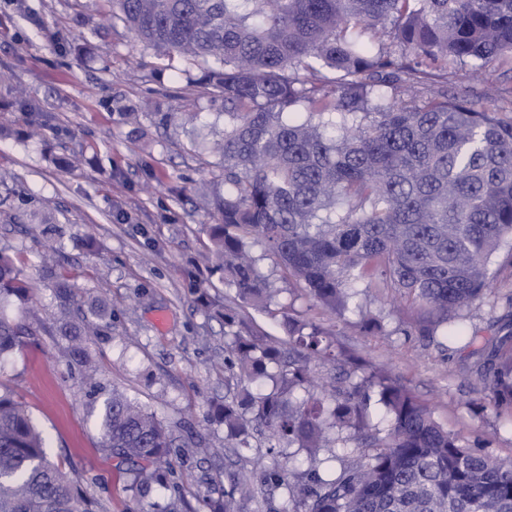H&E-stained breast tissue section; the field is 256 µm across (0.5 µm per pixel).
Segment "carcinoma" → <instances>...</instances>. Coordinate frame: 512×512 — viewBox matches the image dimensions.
<instances>
[{
    "mask_svg": "<svg viewBox=\"0 0 512 512\" xmlns=\"http://www.w3.org/2000/svg\"><path fill=\"white\" fill-rule=\"evenodd\" d=\"M134 40L202 70L198 85L224 111L213 143L224 194L210 204L211 270L238 299L277 304L252 245H262L304 296L365 333L384 318L363 298L377 284L405 301L430 339L469 335L464 312L492 289L490 266L512 244V105L493 111L448 95L457 71L512 65V0H105ZM0 196V221L30 204ZM59 299L61 335H97L74 277L41 260ZM37 283L0 251V304ZM224 370L240 389L209 403L237 457L267 431L260 482L279 512H512V460L445 429L388 371H364L334 333L285 317L286 338L250 329L226 306ZM34 330L0 315V357ZM483 407H512V331L475 369ZM270 383L267 391L248 385ZM99 447L127 466L129 488L174 474L163 421L116 390L97 407ZM306 456L304 469L285 450ZM254 486L232 479L197 512H238ZM0 512H95L77 481L48 460L42 434L0 390Z\"/></svg>",
    "mask_w": 512,
    "mask_h": 512,
    "instance_id": "cac0c4a2",
    "label": "carcinoma"
}]
</instances>
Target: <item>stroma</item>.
<instances>
[{
    "instance_id": "35a3bbf8",
    "label": "stroma",
    "mask_w": 512,
    "mask_h": 512,
    "mask_svg": "<svg viewBox=\"0 0 512 512\" xmlns=\"http://www.w3.org/2000/svg\"><path fill=\"white\" fill-rule=\"evenodd\" d=\"M103 10L102 0H0V173L53 213L64 232L54 241L41 225L0 223V250L20 255L24 276L38 283L29 303L5 310L38 332L0 359V389L27 407L50 459L81 483L97 512H139L166 491L156 484L137 497L128 491V475L98 448L97 417L87 410L93 389L119 390L164 422L177 444L176 478L192 505L222 492L225 469L251 475L265 461L266 440L254 436L249 458L238 459L224 445L223 427L208 419L209 400L227 391L228 340L223 320L197 304L191 277L205 269L213 221L203 195L224 187L208 149L224 115L197 87L199 68L173 77L123 23L104 20ZM27 103L48 117L40 134L27 123ZM130 105L140 111L137 132L120 118ZM162 112L199 118L163 128ZM51 244L60 265L77 274L78 295L104 299L112 312L85 343L97 363L93 387L69 370L67 342L54 331L57 300L38 262ZM253 251L282 304L332 328L273 257L258 245ZM494 271L492 295L468 321L474 343L404 335V314L382 287L370 289L365 303L384 316L386 332L366 335L345 324L336 341L366 364L388 368L448 431L471 443L488 439L496 455L512 458V411L472 405L476 352L494 337V319L512 322V261L500 256ZM203 287L252 328L283 337L282 314L242 304L218 278Z\"/></svg>"
}]
</instances>
